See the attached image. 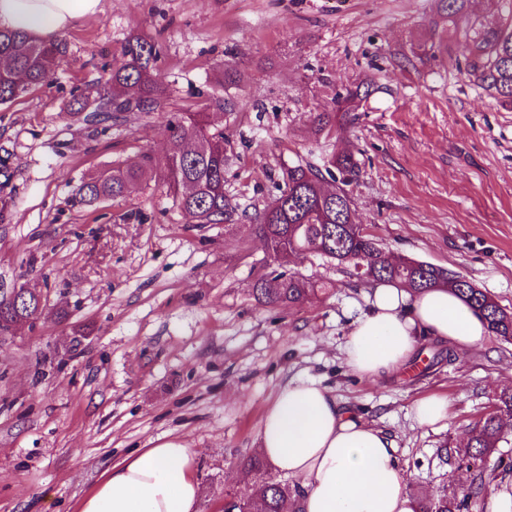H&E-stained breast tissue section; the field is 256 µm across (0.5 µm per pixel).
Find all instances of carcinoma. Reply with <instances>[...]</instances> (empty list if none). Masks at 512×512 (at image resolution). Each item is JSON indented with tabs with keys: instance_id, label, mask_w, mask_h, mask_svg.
<instances>
[{
	"instance_id": "cac0c4a2",
	"label": "carcinoma",
	"mask_w": 512,
	"mask_h": 512,
	"mask_svg": "<svg viewBox=\"0 0 512 512\" xmlns=\"http://www.w3.org/2000/svg\"><path fill=\"white\" fill-rule=\"evenodd\" d=\"M441 17L454 22L464 15L466 0H439ZM67 47L47 44L22 31L0 30V104L14 101L27 90L48 81L63 65ZM157 45L144 37L128 40L121 49L123 61L112 68L103 83L76 90L70 105L73 112L88 111L91 122L104 113L118 121L128 112H155L160 108L163 87L155 72ZM473 60L465 74L497 104L512 110V8L508 18L479 25L474 31ZM372 90L360 85L336 94L335 111L356 112ZM167 159L160 180L176 199V205L190 224L232 225L249 217L248 210L224 189V165L229 141L224 132L210 129L205 112H182L168 120ZM154 159L144 152L133 165L114 163L84 181L74 203L93 206L112 198H126L132 189L153 177ZM358 173L354 154L342 150L333 154L321 169L298 160L281 168L278 193L255 214L256 230L262 237L271 271L260 275L252 291L265 306L294 308L315 295L314 285L288 269L291 259L320 255L353 268L363 283L392 282L413 293L446 288L460 295L469 309L486 321L489 332L504 342L512 341V311L501 307L486 292L457 272L411 258H396L367 233L353 218V201L347 187ZM40 304L33 294L0 300V330L11 322L35 315ZM512 446V389L502 390L492 409L471 424L467 444L448 450L440 457L453 458L470 473L468 486L460 491L448 485L436 487L429 496L411 493L418 512H474L484 499L492 475L486 461L499 448ZM240 469L253 476L250 491L241 495L232 489L225 496L238 499L235 512H282L285 502L301 512L302 491L279 480L272 466L258 453L245 456Z\"/></svg>"
}]
</instances>
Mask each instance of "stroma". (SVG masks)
I'll return each instance as SVG.
<instances>
[{"label":"stroma","instance_id":"1","mask_svg":"<svg viewBox=\"0 0 512 512\" xmlns=\"http://www.w3.org/2000/svg\"><path fill=\"white\" fill-rule=\"evenodd\" d=\"M135 35L160 50L161 109L106 127L70 112L72 92ZM58 40L68 54L53 81L0 105L11 173L0 196L12 200L0 297L24 287L44 299L36 323L0 335V512H78L107 466L173 438L196 452L197 512H224L227 473L298 376L394 440L409 491L441 485L438 448L458 446L512 386V344L491 336L450 365L358 377L343 345L371 288L348 268L294 259L328 291L266 307L252 295L268 258L251 221L188 224L154 180L123 201L73 197L112 163L148 152L163 165L166 119L186 110L230 140L224 187L251 210L276 194L282 163L349 147L356 223L512 310V111L465 80V23L442 21L438 0H101ZM365 81L363 109L318 131L314 116ZM429 396L447 399L446 422L414 421Z\"/></svg>","mask_w":512,"mask_h":512}]
</instances>
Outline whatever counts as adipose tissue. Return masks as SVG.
Masks as SVG:
<instances>
[{"mask_svg": "<svg viewBox=\"0 0 512 512\" xmlns=\"http://www.w3.org/2000/svg\"><path fill=\"white\" fill-rule=\"evenodd\" d=\"M100 3L0 0V29L48 43L78 22L96 19ZM487 335L481 318L448 291L413 296L397 284L381 283L351 326L345 362L353 373L378 379L410 359L419 337L465 352ZM257 451L301 488L303 512L415 510L393 440L344 413L319 381L296 378L278 390L265 412ZM194 456L177 439L141 450L105 471L79 512H196Z\"/></svg>", "mask_w": 512, "mask_h": 512, "instance_id": "1", "label": "adipose tissue"}]
</instances>
